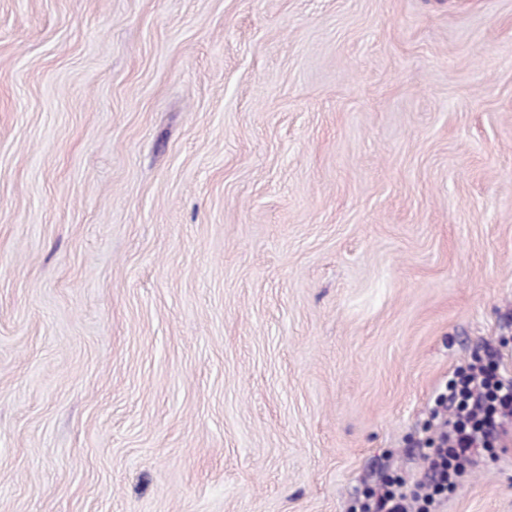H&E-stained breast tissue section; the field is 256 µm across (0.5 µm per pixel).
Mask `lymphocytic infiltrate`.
I'll use <instances>...</instances> for the list:
<instances>
[{"instance_id":"lymphocytic-infiltrate-1","label":"lymphocytic infiltrate","mask_w":512,"mask_h":512,"mask_svg":"<svg viewBox=\"0 0 512 512\" xmlns=\"http://www.w3.org/2000/svg\"><path fill=\"white\" fill-rule=\"evenodd\" d=\"M433 446L413 485L398 481L367 494L355 512H431L477 468L484 451L512 434V375L493 351L472 354L434 399Z\"/></svg>"}]
</instances>
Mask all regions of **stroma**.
<instances>
[{"instance_id": "35a3bbf8", "label": "stroma", "mask_w": 512, "mask_h": 512, "mask_svg": "<svg viewBox=\"0 0 512 512\" xmlns=\"http://www.w3.org/2000/svg\"><path fill=\"white\" fill-rule=\"evenodd\" d=\"M485 344L512 0H0V512H351Z\"/></svg>"}]
</instances>
